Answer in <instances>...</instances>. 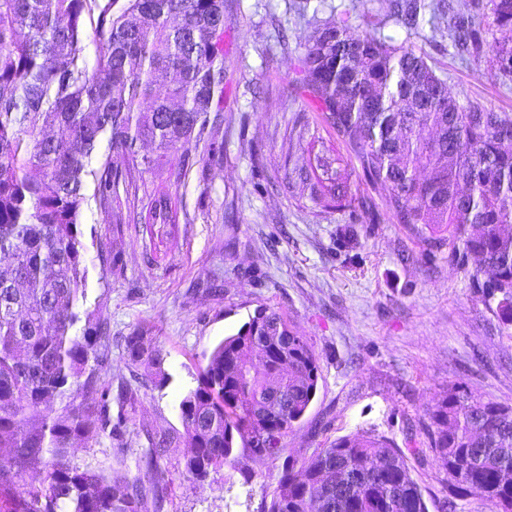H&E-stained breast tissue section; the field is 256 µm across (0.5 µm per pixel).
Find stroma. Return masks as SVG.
Segmentation results:
<instances>
[{
    "instance_id": "obj_1",
    "label": "stroma",
    "mask_w": 512,
    "mask_h": 512,
    "mask_svg": "<svg viewBox=\"0 0 512 512\" xmlns=\"http://www.w3.org/2000/svg\"><path fill=\"white\" fill-rule=\"evenodd\" d=\"M297 7L224 0V110L213 138L221 153L204 139L191 167L172 152L162 172L133 171L135 206L118 221L86 187V306L111 329L112 385L133 382L125 336H152L167 381L138 388L136 423L176 438L160 473L131 460L126 472L159 482L161 512H261L279 462L245 457L240 469L191 483L178 404L214 347L266 306L310 339L320 366L290 452L308 456L358 431L387 438L409 450L429 512H442L446 473L428 448L424 411L456 386L512 405V324L447 250H430L416 225L393 216L385 190L364 179L303 86L300 58L315 24L371 27L380 0H310L312 25ZM415 44L461 101L512 113V86L495 75L489 52L457 56L426 23ZM305 142L354 167L351 190L366 208L326 209L298 186L294 160ZM161 192L177 197L180 212L159 243L140 217Z\"/></svg>"
}]
</instances>
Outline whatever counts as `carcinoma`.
Instances as JSON below:
<instances>
[{"label": "carcinoma", "mask_w": 512, "mask_h": 512, "mask_svg": "<svg viewBox=\"0 0 512 512\" xmlns=\"http://www.w3.org/2000/svg\"><path fill=\"white\" fill-rule=\"evenodd\" d=\"M427 12L449 46L468 54L489 47L496 75L512 81V0H388L380 25L394 21L405 39L395 44L344 22L319 27L301 59L305 87L365 178L388 192L395 217L421 225L432 246H448L512 322V113L450 95L413 41ZM222 17L224 0H0V512L160 508L157 487L68 455L77 442L106 443L116 463L135 455L158 473L172 444L151 436L138 447L135 393L114 395L101 380L112 371V336L84 309L80 215L90 177L119 220L131 170L157 171L172 151L190 162V145L224 101ZM105 137L113 156L95 171ZM144 142L153 154L140 152ZM310 169L296 159L312 198L336 209L356 201L349 173L310 185ZM177 219L167 193L143 216L152 240ZM125 357L144 368L145 382L165 383L161 350L141 332L126 337ZM319 376L309 339L276 310L257 309L180 400L191 448L184 475L203 483L238 468L239 439L250 459H283L261 512H428L405 455L384 439L356 432L308 457L286 454ZM426 415L449 512L471 484L494 512H512V406L456 388Z\"/></svg>", "instance_id": "1"}]
</instances>
